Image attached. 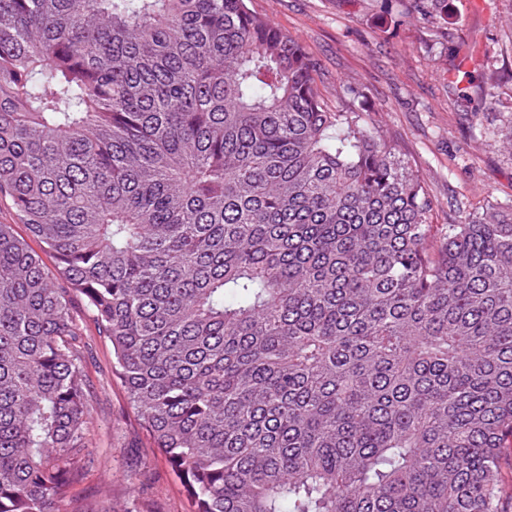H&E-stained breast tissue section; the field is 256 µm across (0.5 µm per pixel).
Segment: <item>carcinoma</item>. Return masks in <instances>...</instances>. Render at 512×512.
Here are the masks:
<instances>
[{"label": "carcinoma", "mask_w": 512, "mask_h": 512, "mask_svg": "<svg viewBox=\"0 0 512 512\" xmlns=\"http://www.w3.org/2000/svg\"><path fill=\"white\" fill-rule=\"evenodd\" d=\"M409 13L448 21V0ZM248 0H0V512L86 472L74 308L192 512H503L512 205L425 180Z\"/></svg>", "instance_id": "cac0c4a2"}]
</instances>
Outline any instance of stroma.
<instances>
[{"label": "stroma", "instance_id": "stroma-1", "mask_svg": "<svg viewBox=\"0 0 512 512\" xmlns=\"http://www.w3.org/2000/svg\"><path fill=\"white\" fill-rule=\"evenodd\" d=\"M317 61L334 111L376 119L425 179L434 221L512 205V0H448L444 27L405 14L404 0H250ZM495 85L500 105L477 108L467 79ZM91 466L66 512H188L179 479L153 448L112 370V346L88 314Z\"/></svg>", "mask_w": 512, "mask_h": 512}]
</instances>
